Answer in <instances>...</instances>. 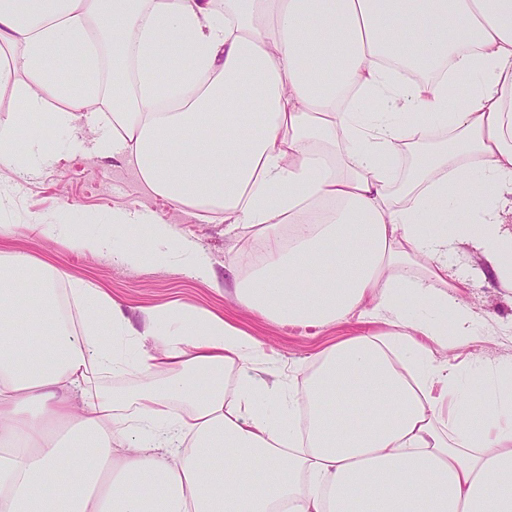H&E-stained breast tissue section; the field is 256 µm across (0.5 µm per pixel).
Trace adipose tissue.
Segmentation results:
<instances>
[{
    "mask_svg": "<svg viewBox=\"0 0 512 512\" xmlns=\"http://www.w3.org/2000/svg\"><path fill=\"white\" fill-rule=\"evenodd\" d=\"M0 43L23 76L1 163H53L33 116L99 129L98 152L157 195L251 228L262 261L235 278L238 304L280 324L387 326L324 350L299 395L249 375L262 344L222 315L171 304L137 328L80 283L83 317L67 322L59 273L10 257L0 512H512V361L464 380L439 361L475 334L448 282L456 244L512 293V0H0ZM460 208L471 223L450 226ZM142 224L152 247L134 241ZM112 241L132 266L210 271L153 212L113 211L108 240L67 239L91 254ZM19 282L37 284L34 302ZM131 365L162 385L90 387L92 371ZM234 367L247 375L230 398Z\"/></svg>",
    "mask_w": 512,
    "mask_h": 512,
    "instance_id": "ef3b65f1",
    "label": "adipose tissue"
}]
</instances>
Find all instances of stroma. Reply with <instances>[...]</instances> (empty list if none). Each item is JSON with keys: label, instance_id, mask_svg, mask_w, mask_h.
I'll return each mask as SVG.
<instances>
[{"label": "stroma", "instance_id": "35a3bbf8", "mask_svg": "<svg viewBox=\"0 0 512 512\" xmlns=\"http://www.w3.org/2000/svg\"><path fill=\"white\" fill-rule=\"evenodd\" d=\"M97 130L49 128L46 144L56 159L48 166L21 171L0 164V253L24 254L56 267L70 278L104 290L119 303L134 326L142 311L177 302L206 308L235 322L264 345L259 366L266 382L283 381L304 390L319 353L346 336L383 331L380 323L351 318L319 333L288 324L278 325L240 306L231 292L215 291L214 283L231 281L257 252L249 237L228 234L219 221L203 222L190 210L173 206L153 194L132 165L100 156L92 146ZM157 213L178 233L194 240L211 259V277L163 270L149 265L130 267L112 251L83 256L70 250L66 234L111 236L107 215L117 209ZM448 271L463 276L465 302L477 318L478 339L449 351L450 362L466 370L471 359L495 364L512 359V293L496 288L478 251L462 243L448 255Z\"/></svg>", "mask_w": 512, "mask_h": 512}]
</instances>
